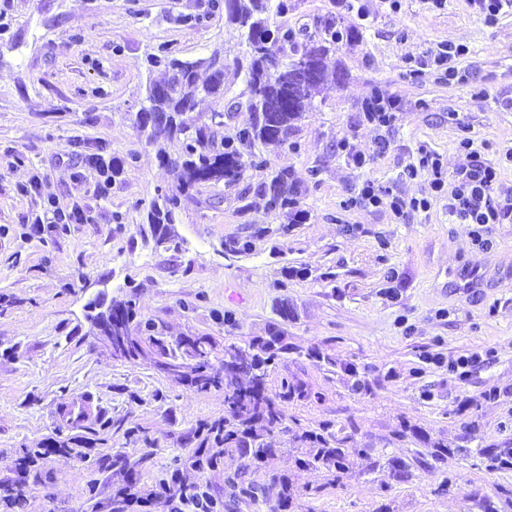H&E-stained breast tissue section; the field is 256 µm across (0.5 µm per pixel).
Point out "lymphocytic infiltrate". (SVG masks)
I'll return each instance as SVG.
<instances>
[{
	"label": "lymphocytic infiltrate",
	"mask_w": 512,
	"mask_h": 512,
	"mask_svg": "<svg viewBox=\"0 0 512 512\" xmlns=\"http://www.w3.org/2000/svg\"><path fill=\"white\" fill-rule=\"evenodd\" d=\"M458 149L466 162L456 169L452 181H445L439 159L430 154L421 155L406 170L409 178L424 175L428 178L427 197L406 199L364 181L353 198L354 203L375 208H386L400 218L409 211H424L431 198H447L448 215L460 224L485 227L490 224L512 222V194L498 191L497 184L504 166L512 165V147L500 153L497 160L483 158L471 139L459 141Z\"/></svg>",
	"instance_id": "lymphocytic-infiltrate-1"
}]
</instances>
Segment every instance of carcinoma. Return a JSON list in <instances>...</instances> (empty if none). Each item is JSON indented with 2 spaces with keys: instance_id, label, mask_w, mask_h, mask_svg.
I'll list each match as a JSON object with an SVG mask.
<instances>
[{
  "instance_id": "cac0c4a2",
  "label": "carcinoma",
  "mask_w": 512,
  "mask_h": 512,
  "mask_svg": "<svg viewBox=\"0 0 512 512\" xmlns=\"http://www.w3.org/2000/svg\"><path fill=\"white\" fill-rule=\"evenodd\" d=\"M210 6L224 11V23L234 27L244 39L246 50L235 64L245 74L246 99L232 102L228 111L244 106L251 122L232 136H220L214 124L184 118L195 111L200 100L224 98L226 58L220 50L190 61L161 45L148 56L150 69L163 70L167 79L148 82L144 104L131 116L132 125L148 144L161 139L183 141L179 155H159L161 164L174 173L176 186L158 191L146 214L155 245L165 250L177 251L181 247L172 224L181 209L195 201L193 191L197 187L236 186L249 170L266 167V157L256 150L259 145L270 152L296 148L291 138L297 123L330 80L324 63L326 56L344 36L354 35L352 29H339L334 20L324 22L314 34L303 25H288L285 17L292 10L288 0H210ZM301 64L314 73V79L304 85L293 79L294 70ZM202 70L209 72L205 81L200 80ZM148 112L166 116L167 122L148 124ZM262 188L272 211L297 205L303 195L302 187L286 168L273 172ZM135 316L132 300H114L110 307L96 314V319L107 336H131L130 325ZM148 343L155 352L153 367L158 372L202 389L224 387L232 419L224 421V447L214 454L237 456L236 477L243 476L250 462L271 452L265 437L283 424L284 411L276 399L266 394L264 379L269 363L276 354L286 352V347L277 348L273 342L225 346L224 352L247 367L245 372L226 381L211 371L207 350L210 342L204 336L189 342L181 351L167 347L159 338L150 337ZM296 439L309 443L297 459L299 465L323 468L333 480H338V473L346 468L345 453L340 448L342 440L332 434L324 436L310 431ZM478 453L489 471L512 466V448H481ZM477 508L479 512H512V489H501V506L480 499Z\"/></svg>"
}]
</instances>
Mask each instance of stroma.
<instances>
[{
	"instance_id": "35a3bbf8",
	"label": "stroma",
	"mask_w": 512,
	"mask_h": 512,
	"mask_svg": "<svg viewBox=\"0 0 512 512\" xmlns=\"http://www.w3.org/2000/svg\"><path fill=\"white\" fill-rule=\"evenodd\" d=\"M290 2L289 25L357 27L359 39L327 58L342 79L299 122L298 151L268 153L267 168L247 172L246 214L240 187H199L178 216L183 243L173 251L155 247L146 213L158 189L175 185L158 151L181 144L145 143L130 122L149 79L163 77L145 57L169 44L185 60L217 47L232 60L245 50L238 31L208 0H0L9 27L0 38V512H11V491L27 512H136L117 500L126 487L147 512H173L161 488L173 477L208 491L217 512H276V475L303 493L290 512H478L476 495L512 488V468L487 471L477 454L512 448V223L488 225L481 247L471 225L449 223L441 199L399 220L348 203L366 179L426 196L427 178L404 169L427 152L452 177L465 161L462 137L491 160L512 144V13L489 27L466 0ZM445 43L468 46L457 61L465 82H448L434 64ZM373 94L396 106L389 129L363 117ZM92 153L126 162L104 195L83 164ZM281 167L304 194L298 209L273 212L260 186ZM51 203L80 204L85 223H45ZM468 263L496 273L475 298L448 289L449 270ZM99 295L133 297L166 344L211 337L216 369L225 345L282 336L288 352L269 366L266 391L298 381L309 395L284 403V427L267 438L274 455L243 478L260 506L232 498L230 460L190 464L229 414L223 391L115 357L90 307ZM471 355L465 374L449 371ZM83 396L97 415L65 422L61 410ZM325 424L349 461L335 484L301 467L293 448L294 433ZM440 443L451 454L432 458ZM364 448L406 462L409 477L369 472ZM38 450L43 458L22 467ZM116 456L124 467H113Z\"/></svg>"
}]
</instances>
